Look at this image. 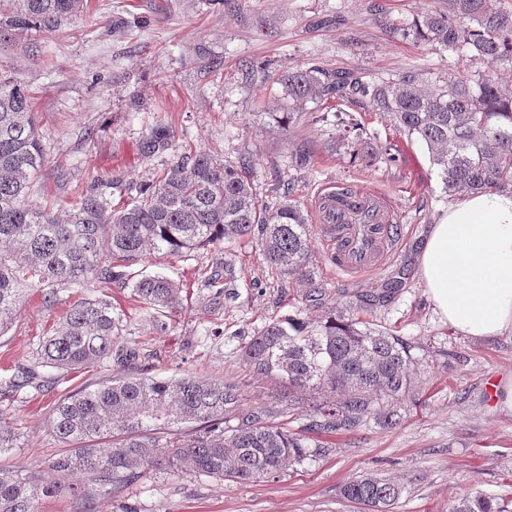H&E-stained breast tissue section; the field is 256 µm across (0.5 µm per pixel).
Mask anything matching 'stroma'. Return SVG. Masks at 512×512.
I'll return each mask as SVG.
<instances>
[{
    "instance_id": "35a3bbf8",
    "label": "stroma",
    "mask_w": 512,
    "mask_h": 512,
    "mask_svg": "<svg viewBox=\"0 0 512 512\" xmlns=\"http://www.w3.org/2000/svg\"><path fill=\"white\" fill-rule=\"evenodd\" d=\"M443 0H88L80 16L23 41L0 40V69L30 89L42 121L46 162L30 201L63 209L71 189L121 174L142 184L180 152H205L248 165L257 196L276 202L293 189L312 209L329 183L372 190L398 212L403 244L378 273L337 276L321 240L312 242L318 302L308 288L271 271L255 239L241 238L178 256L144 262L183 288L182 306L165 331L129 304L127 289L100 284L94 295L122 305V343H147L154 355L135 371L151 377L199 374L236 383L246 405L287 414L303 406L277 380L252 375L239 348L254 330L282 316L317 317L350 303L354 315L411 342L416 389L401 400L399 424L367 422L352 434H333L323 455L290 466L279 478L236 482L207 476L147 473L96 512H363L341 497L340 486L365 473L391 478L403 492L393 512H448L449 504L481 492L512 505V412L496 407L494 389L512 376V334L492 340L465 336L442 320L424 293L418 254L430 224L452 202L424 144L378 116L361 99L304 105L287 131L274 113L288 109L279 73L320 66L352 70L367 81L388 80L408 68L429 81L447 78L456 54L386 30L379 13L396 20L441 7ZM362 114L358 132L370 157L355 159L334 141L337 112ZM171 125L173 148L146 153L157 124ZM219 272L224 312L211 313L201 276ZM402 286L387 306L361 298L385 284ZM32 294L0 334V382L10 365H29L39 337L61 313ZM116 362L60 376L47 391L26 387L0 395V417L17 423V448L0 454V468L27 470L66 452L50 433L58 400L120 373Z\"/></svg>"
}]
</instances>
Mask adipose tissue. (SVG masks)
<instances>
[{
    "label": "adipose tissue",
    "instance_id": "obj_1",
    "mask_svg": "<svg viewBox=\"0 0 512 512\" xmlns=\"http://www.w3.org/2000/svg\"><path fill=\"white\" fill-rule=\"evenodd\" d=\"M424 292L461 333L512 334V192L465 194L431 225L418 257Z\"/></svg>",
    "mask_w": 512,
    "mask_h": 512
}]
</instances>
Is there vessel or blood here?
<instances>
[{
	"mask_svg": "<svg viewBox=\"0 0 512 512\" xmlns=\"http://www.w3.org/2000/svg\"><path fill=\"white\" fill-rule=\"evenodd\" d=\"M316 230L331 268L355 276L382 270L401 241L399 215L380 196L352 188L341 197L335 185L323 187L314 202Z\"/></svg>",
	"mask_w": 512,
	"mask_h": 512,
	"instance_id": "vessel-or-blood-1",
	"label": "vessel or blood"
}]
</instances>
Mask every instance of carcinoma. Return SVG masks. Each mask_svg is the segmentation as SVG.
<instances>
[{"label":"carcinoma","mask_w":512,"mask_h":512,"mask_svg":"<svg viewBox=\"0 0 512 512\" xmlns=\"http://www.w3.org/2000/svg\"><path fill=\"white\" fill-rule=\"evenodd\" d=\"M86 8V0H0V37L50 32ZM385 25L457 54L461 68L435 84L416 69L372 84L346 70L291 71L279 81L294 112L309 100L359 95L370 111L426 145L448 194L512 189V96L505 93L512 85V6L506 0H448L446 11ZM473 61L489 64V72H472ZM38 122L28 89L0 74V333L29 289H43L49 304L58 290L72 291L68 308L38 343L35 361L11 377L9 387H45L41 367L71 373L107 360L131 366L151 357L117 345L122 316L110 300L91 295L89 285L130 287L132 300L155 311L152 324L164 331V313L182 305V288L163 275L129 271L156 254L255 236L271 269L310 280L314 230L301 203L290 192L274 204L260 199L249 176L207 153L179 155L135 188L118 175L100 180L61 211L29 202L28 190L45 163ZM173 138L166 126L154 129L146 152L169 148ZM204 283L209 307L221 309V277L214 273ZM241 357L254 373L288 383L291 394L325 396L305 413L306 429L317 434L352 433L372 415L393 427L399 415L387 401L415 388L412 346L334 306L322 319L297 314L269 322L241 347ZM229 415L236 424L226 427ZM179 424L192 428L172 429ZM50 429L71 450L31 470L0 468V512H40V501L65 495L75 497V512H93L98 499L150 470L250 482L276 479L312 456L304 436L273 412L245 406L238 385L195 374L114 376L79 388L54 407ZM19 438L13 423L0 419V453L17 447ZM401 493L398 484L373 475L340 488L344 499L367 512H392ZM448 512L504 510L496 498L476 492Z\"/></svg>","instance_id":"cac0c4a2"}]
</instances>
